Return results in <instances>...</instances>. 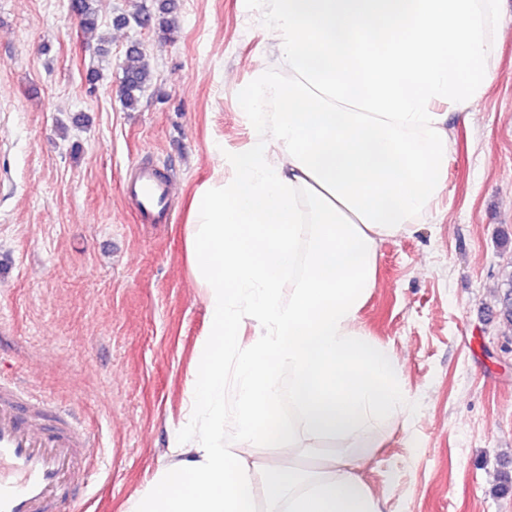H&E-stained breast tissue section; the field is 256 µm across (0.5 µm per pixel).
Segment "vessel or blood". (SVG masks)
<instances>
[{"label":"vessel or blood","mask_w":512,"mask_h":512,"mask_svg":"<svg viewBox=\"0 0 512 512\" xmlns=\"http://www.w3.org/2000/svg\"><path fill=\"white\" fill-rule=\"evenodd\" d=\"M124 194L141 219L170 223L174 180L155 165H134ZM101 450L67 407L37 398L0 376V512H80Z\"/></svg>","instance_id":"1"}]
</instances>
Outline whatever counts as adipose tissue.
<instances>
[{
	"instance_id": "adipose-tissue-1",
	"label": "adipose tissue",
	"mask_w": 512,
	"mask_h": 512,
	"mask_svg": "<svg viewBox=\"0 0 512 512\" xmlns=\"http://www.w3.org/2000/svg\"><path fill=\"white\" fill-rule=\"evenodd\" d=\"M279 73L240 90L249 130L220 154L185 226L210 321L183 433L127 512H384L358 471L379 422L411 397L397 361L359 324L381 239L431 210L448 183L447 127L470 121L492 82L500 0H256ZM259 335L240 346L243 319ZM237 351L233 383L224 355ZM234 390L232 416L224 414ZM287 402L289 446L344 452L271 483L224 447L268 439Z\"/></svg>"
}]
</instances>
